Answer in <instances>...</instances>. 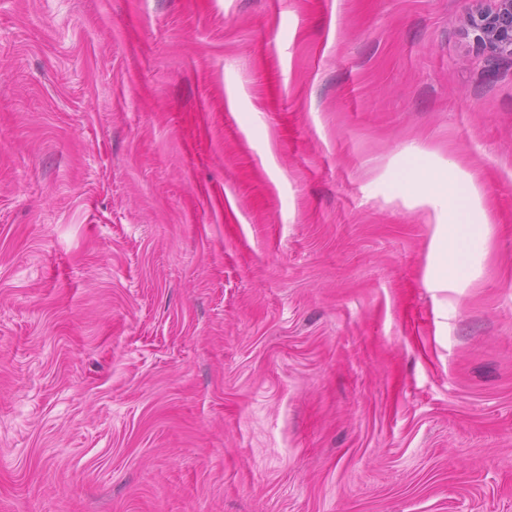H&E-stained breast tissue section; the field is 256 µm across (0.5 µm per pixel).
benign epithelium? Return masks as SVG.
I'll return each instance as SVG.
<instances>
[{"instance_id":"obj_1","label":"benign epithelium","mask_w":512,"mask_h":512,"mask_svg":"<svg viewBox=\"0 0 512 512\" xmlns=\"http://www.w3.org/2000/svg\"><path fill=\"white\" fill-rule=\"evenodd\" d=\"M469 17L467 36L489 58L512 61V0H491Z\"/></svg>"}]
</instances>
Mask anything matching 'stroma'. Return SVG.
Here are the masks:
<instances>
[{
    "label": "stroma",
    "mask_w": 512,
    "mask_h": 512,
    "mask_svg": "<svg viewBox=\"0 0 512 512\" xmlns=\"http://www.w3.org/2000/svg\"><path fill=\"white\" fill-rule=\"evenodd\" d=\"M474 6L0 0V512H512ZM424 178L436 194L448 195V224L468 226L469 213L476 196L475 178H465L466 190L462 189L460 175L454 167H448V177L447 175H429Z\"/></svg>",
    "instance_id": "1"
}]
</instances>
